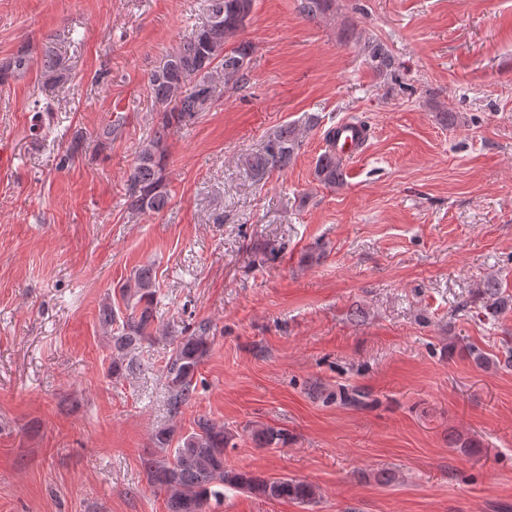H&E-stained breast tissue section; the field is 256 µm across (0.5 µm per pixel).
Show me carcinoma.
<instances>
[{"instance_id":"carcinoma-1","label":"carcinoma","mask_w":512,"mask_h":512,"mask_svg":"<svg viewBox=\"0 0 512 512\" xmlns=\"http://www.w3.org/2000/svg\"><path fill=\"white\" fill-rule=\"evenodd\" d=\"M255 0H204V21L179 43L164 61L148 76L152 96L159 105L153 132L136 151L130 170L126 203L133 213H163L170 204L165 171L169 159L168 132L174 127L189 126L208 110L214 100L216 75L224 84L240 86L247 80L252 45L239 39L251 20ZM336 8V0H303L301 10L308 18H316ZM341 40L361 45L373 69L382 74L393 65V57L383 44L373 37H362L353 27L341 32ZM30 49L22 44L16 53L0 64V83L21 76L29 66ZM43 77L50 85L64 83L69 69L53 50L45 53ZM121 125L106 123L99 126L94 141L105 145L118 136ZM303 130L286 123L267 136L262 148L246 155L243 166L257 182L288 166L302 147ZM314 176L326 188L344 185L342 160L324 149L315 163ZM124 309L107 302L100 310V321L109 330L112 349V374L120 375L133 369L128 354L148 340L153 333L157 296L153 268L142 266L118 288ZM477 299L484 317L490 321L512 305V296L505 294L502 282L490 278L477 287ZM210 325L200 322L181 338L167 358L164 373L167 405L176 415L193 399L194 378L199 366L211 349ZM256 440L266 446L287 442L279 430L264 428L255 433ZM231 435L224 427L199 418L187 435L175 436L171 428H160L153 435L160 456L144 462L149 482L166 492L168 512H205L211 500L224 496L222 488H231L267 499H291L301 503L316 498L315 488L303 481L289 478L262 479L228 467L224 463V448Z\"/></svg>"}]
</instances>
